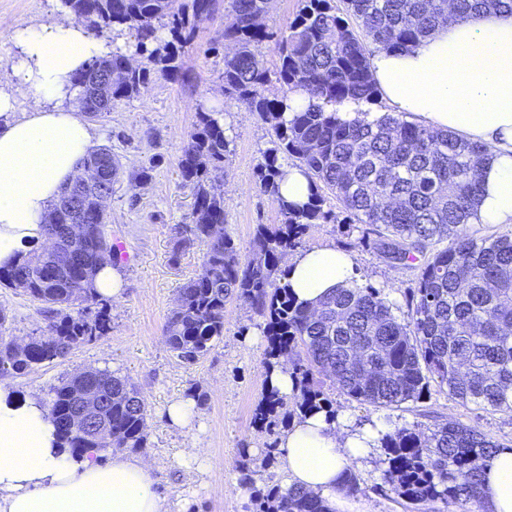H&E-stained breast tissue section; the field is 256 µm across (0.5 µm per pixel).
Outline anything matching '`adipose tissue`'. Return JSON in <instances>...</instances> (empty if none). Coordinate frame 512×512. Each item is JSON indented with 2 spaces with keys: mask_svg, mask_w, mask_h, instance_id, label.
I'll list each match as a JSON object with an SVG mask.
<instances>
[{
  "mask_svg": "<svg viewBox=\"0 0 512 512\" xmlns=\"http://www.w3.org/2000/svg\"><path fill=\"white\" fill-rule=\"evenodd\" d=\"M19 51L0 90V268L45 239V221L62 187L95 146V131L67 105L72 74L110 48L73 21L14 30ZM378 86L392 111L417 116L485 145L484 195L475 223L512 224V13L453 17L425 42L378 50ZM27 101L17 112L18 101ZM354 261L331 247L291 256L283 282L312 302L347 285ZM381 437L351 430L345 417L306 413L280 446L289 484L339 504L349 461L365 458ZM489 512H512V448L499 451L483 485ZM0 512H162L149 465L116 451L72 455L61 447L49 409L0 387Z\"/></svg>",
  "mask_w": 512,
  "mask_h": 512,
  "instance_id": "obj_1",
  "label": "adipose tissue"
}]
</instances>
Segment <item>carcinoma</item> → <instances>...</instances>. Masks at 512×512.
Instances as JSON below:
<instances>
[{"label":"carcinoma","mask_w":512,"mask_h":512,"mask_svg":"<svg viewBox=\"0 0 512 512\" xmlns=\"http://www.w3.org/2000/svg\"><path fill=\"white\" fill-rule=\"evenodd\" d=\"M269 3L64 0L95 38L110 36L116 26L135 32L134 54L172 78L182 74L181 49L199 25L223 18L222 37L235 46L224 57V97L257 113L274 133L259 171L261 188L276 199L284 221L257 225L252 251L243 260L224 232V193L213 186L229 152L223 113L198 109L178 162L194 192L191 223L171 262L178 263L195 243L202 246L203 260L199 273L180 288L177 307L165 323L170 351L185 363L200 360L224 336L225 306L236 299L263 319L266 359H287L299 386V393L288 398L266 390L258 412L263 422L279 408L290 415L315 408L336 417L315 387L320 375L331 378L347 398L376 409L417 402L435 384L464 407L512 415V232H467L482 192L483 146L410 121L404 113L389 112L369 123L346 119L336 109L349 99L370 103L377 98L374 50L417 47L450 13L463 18L472 11L512 12V0H346L344 16L331 0H303L295 20L275 38L278 61L272 70L257 53L272 38L263 24ZM161 27L171 39L161 40ZM102 63L116 73L110 83L98 74ZM94 77L99 80L95 95L79 94L80 111L91 121L137 96L147 68L116 52L76 71L73 82L81 88ZM294 94L307 96L311 104L291 108ZM282 155L295 159L310 177L312 193L304 203L279 196ZM102 156L109 183L115 185L122 168L111 147L92 149L83 165H95ZM325 190L335 196L347 223L377 228L387 258L408 265L428 256L407 317L398 318L379 290L353 282L315 306L295 302L281 284L282 256L311 225L336 218L322 208ZM52 212L56 223L47 225V245L0 270V288L38 301L45 320L42 334L26 341L0 336V377L21 378L63 360L111 329L107 301L94 287L102 264L120 262L105 232L107 212L89 201L83 230L75 236L69 233L64 204L57 202ZM59 243L72 254L65 271L53 262L52 248ZM98 375V388L108 399L112 447H148L144 396L125 377L107 369ZM78 389L73 375L50 390L57 436L74 454L100 447L94 435L63 424ZM380 443L387 461L385 482L406 512H420L425 502L442 504L438 512H487L482 484L500 449L488 434L448 422L428 435L414 426L398 427L383 433ZM264 509L330 512L320 497L294 486L271 497Z\"/></svg>","instance_id":"obj_1"}]
</instances>
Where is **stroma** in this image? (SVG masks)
Returning a JSON list of instances; mask_svg holds the SVG:
<instances>
[{
    "label": "stroma",
    "mask_w": 512,
    "mask_h": 512,
    "mask_svg": "<svg viewBox=\"0 0 512 512\" xmlns=\"http://www.w3.org/2000/svg\"><path fill=\"white\" fill-rule=\"evenodd\" d=\"M69 16L60 0H0V71L17 61L14 29ZM223 28L220 18L200 25L181 54L186 80L151 73L138 97L122 101L108 118L94 124L97 144L111 146L125 172L107 203L108 233L126 254L119 268L123 298L111 306V331L78 346L65 361L44 365L22 378L0 380L11 392L46 404L51 387L68 374L106 368L129 378L148 404L149 446L139 455L151 467L163 512H257L258 494L286 483L279 442L288 418L276 415L269 427L254 421L270 368L264 355L263 319L249 305L229 301L223 338L194 364L176 358L163 337L180 288L198 273L202 262V249L196 245L179 263L170 261L183 225L191 221L192 191L181 178L178 158L198 108L223 113L230 146L218 187L224 194V230L240 256L250 254L258 225L282 221L277 203L261 190L257 176L273 132L247 108L224 105ZM140 172L144 180L130 183L129 175ZM300 246L333 247L350 254L356 282L380 290L393 302L396 315L406 316L421 265L403 266L387 259L371 226L339 220L315 224ZM0 308L9 316L0 334L21 340L44 323L40 303L22 292L1 288ZM321 386L337 414L349 416L356 427L380 422L389 430L415 425L427 433L435 424L452 421L478 427L501 446L512 448V416H476L436 386L420 402L379 411L348 399L329 379H322ZM194 396L202 403L191 426L172 425L166 418L168 405ZM185 448L202 449L208 467L179 466L176 455ZM245 465L253 472L254 485L242 490L238 481ZM349 468L358 476L360 489L342 492L341 497L354 512H404L384 480L382 448L351 462Z\"/></svg>",
    "instance_id": "1"
}]
</instances>
